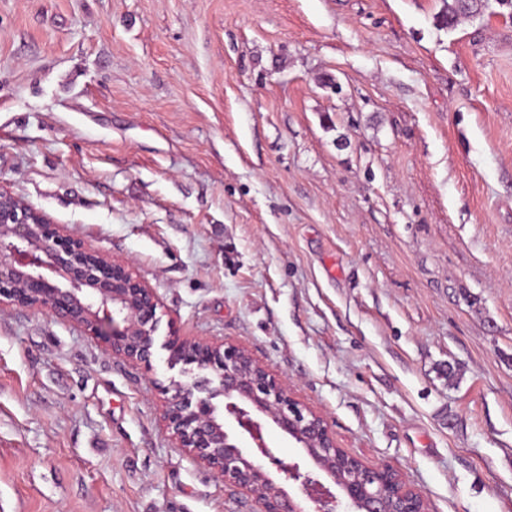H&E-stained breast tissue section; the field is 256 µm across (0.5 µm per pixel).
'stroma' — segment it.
Listing matches in <instances>:
<instances>
[{
  "instance_id": "obj_1",
  "label": "stroma",
  "mask_w": 512,
  "mask_h": 512,
  "mask_svg": "<svg viewBox=\"0 0 512 512\" xmlns=\"http://www.w3.org/2000/svg\"><path fill=\"white\" fill-rule=\"evenodd\" d=\"M0 0V185L245 346L431 512H512V0ZM150 364L0 309V512H257ZM483 7L481 0H448V7L442 16L444 25L453 26L460 17L475 14Z\"/></svg>"
}]
</instances>
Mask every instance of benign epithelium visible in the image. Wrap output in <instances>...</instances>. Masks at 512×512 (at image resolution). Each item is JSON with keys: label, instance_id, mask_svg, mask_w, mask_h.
<instances>
[{"label": "benign epithelium", "instance_id": "benign-epithelium-1", "mask_svg": "<svg viewBox=\"0 0 512 512\" xmlns=\"http://www.w3.org/2000/svg\"><path fill=\"white\" fill-rule=\"evenodd\" d=\"M2 306L46 309L134 363H150L158 347L167 351L168 367L186 377L171 380L162 405L171 439L258 512H429L397 470L340 448L324 416L244 346L174 330L158 341L154 289L0 186ZM268 428L294 440L301 461L278 459Z\"/></svg>", "mask_w": 512, "mask_h": 512}]
</instances>
